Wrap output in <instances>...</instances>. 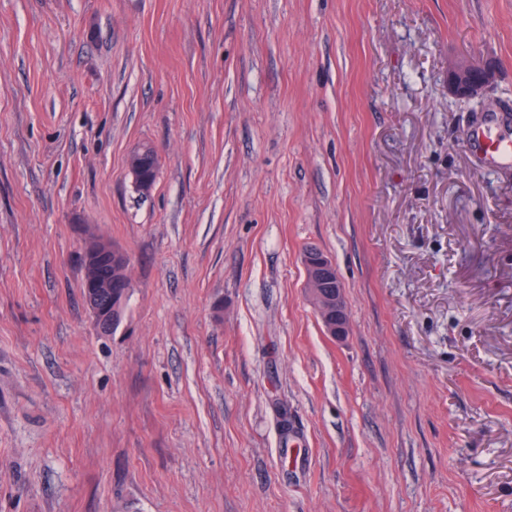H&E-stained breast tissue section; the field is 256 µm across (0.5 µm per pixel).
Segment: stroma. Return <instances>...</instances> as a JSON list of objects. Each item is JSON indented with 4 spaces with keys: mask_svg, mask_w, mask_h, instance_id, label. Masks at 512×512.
Instances as JSON below:
<instances>
[{
    "mask_svg": "<svg viewBox=\"0 0 512 512\" xmlns=\"http://www.w3.org/2000/svg\"><path fill=\"white\" fill-rule=\"evenodd\" d=\"M502 106L512 0H0V512H512ZM496 73L497 64L491 59H448V89L462 99H481ZM475 146L481 148L487 168L493 169L512 164V141L510 138H492L485 129L478 128L472 134ZM87 265L92 268L97 260H104L107 263H99L96 266L97 273L104 279L112 278V282H104L96 277L90 270L86 271L83 279L84 301L89 309L98 333L101 336H109L112 331V323L120 318L122 309L112 308V294H117L118 298L122 295L123 288H116L122 281L123 276L119 268L112 265L121 264L126 270V288H131V280L128 273L129 260L126 255L116 249L106 240H99L98 246L84 249ZM118 329V328H117ZM117 329L112 331L114 334ZM306 288L316 302L317 312L329 335L343 338L349 318L341 281L335 264L319 252L304 254Z\"/></svg>",
    "mask_w": 512,
    "mask_h": 512,
    "instance_id": "35a3bbf8",
    "label": "stroma"
}]
</instances>
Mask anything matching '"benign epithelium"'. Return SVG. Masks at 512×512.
I'll use <instances>...</instances> for the list:
<instances>
[{"mask_svg":"<svg viewBox=\"0 0 512 512\" xmlns=\"http://www.w3.org/2000/svg\"><path fill=\"white\" fill-rule=\"evenodd\" d=\"M497 64L491 59L448 60V89L462 99H480L496 78ZM87 265L98 260L114 262L129 268L126 255L106 240L85 247ZM306 288L316 302L317 312L329 335L342 338L348 335L349 318L341 281L336 265L319 252L304 254ZM84 301L98 333L107 336L112 323L120 317L121 309L112 307V283L104 282L91 271L83 279Z\"/></svg>","mask_w":512,"mask_h":512,"instance_id":"7a95c632","label":"benign epithelium"}]
</instances>
